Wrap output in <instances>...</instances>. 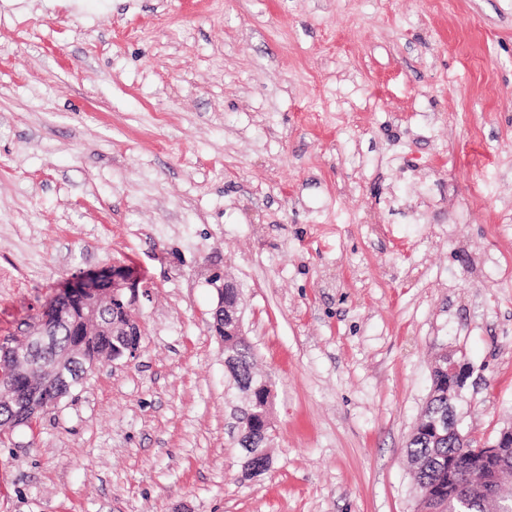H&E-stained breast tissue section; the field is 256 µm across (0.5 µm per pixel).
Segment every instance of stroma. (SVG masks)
I'll return each mask as SVG.
<instances>
[{
  "label": "stroma",
  "instance_id": "35a3bbf8",
  "mask_svg": "<svg viewBox=\"0 0 512 512\" xmlns=\"http://www.w3.org/2000/svg\"><path fill=\"white\" fill-rule=\"evenodd\" d=\"M115 264L138 357L14 430L0 512H414L436 355L512 425V0H0V343ZM214 271L276 379L253 479Z\"/></svg>",
  "mask_w": 512,
  "mask_h": 512
}]
</instances>
